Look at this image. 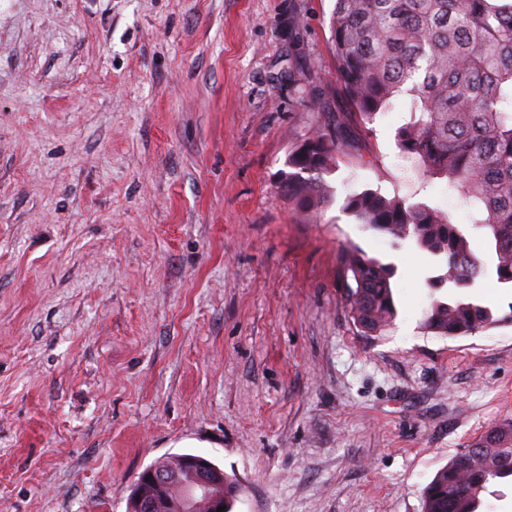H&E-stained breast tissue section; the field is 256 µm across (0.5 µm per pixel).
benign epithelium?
<instances>
[{
    "label": "benign epithelium",
    "mask_w": 512,
    "mask_h": 512,
    "mask_svg": "<svg viewBox=\"0 0 512 512\" xmlns=\"http://www.w3.org/2000/svg\"><path fill=\"white\" fill-rule=\"evenodd\" d=\"M181 471L193 478L183 501L177 503L168 496V489L180 480ZM147 475L129 499L127 512H196L199 507L202 512H217L224 505V472L204 456L183 455L179 469L156 466Z\"/></svg>",
    "instance_id": "1"
}]
</instances>
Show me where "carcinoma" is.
Returning <instances> with one entry per match:
<instances>
[{"label":"carcinoma","mask_w":512,"mask_h":512,"mask_svg":"<svg viewBox=\"0 0 512 512\" xmlns=\"http://www.w3.org/2000/svg\"><path fill=\"white\" fill-rule=\"evenodd\" d=\"M339 93L367 126L398 97L409 119L396 132L401 155L423 175L448 185L473 207L472 224L425 202L379 188L352 191L343 210L365 229L428 253L439 274L427 280L431 301L424 335H475L512 325V302L498 310L454 296L487 277L512 288V0H335L329 16ZM343 122L296 143L279 187L301 212L323 211L336 197L327 177L340 162ZM489 247L475 253L471 233ZM345 306L367 336H381L396 316L394 267L356 248L339 256ZM449 288L444 298L436 293ZM512 477V417L439 469L423 491V512H479L480 489Z\"/></svg>","instance_id":"cac0c4a2"}]
</instances>
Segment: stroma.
<instances>
[{
	"instance_id": "1",
	"label": "stroma",
	"mask_w": 512,
	"mask_h": 512,
	"mask_svg": "<svg viewBox=\"0 0 512 512\" xmlns=\"http://www.w3.org/2000/svg\"><path fill=\"white\" fill-rule=\"evenodd\" d=\"M333 0H0V512H126L205 456L233 512H422L512 416V325L420 333L428 254L342 209L365 187L472 208L402 158L407 99L349 123L336 200L299 214L291 147L347 116ZM393 264L367 336L339 255Z\"/></svg>"
}]
</instances>
